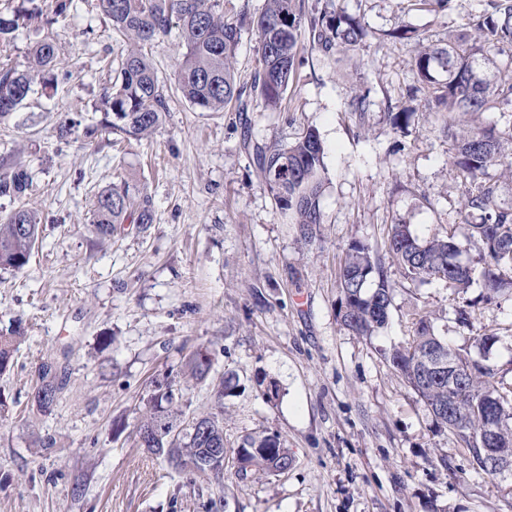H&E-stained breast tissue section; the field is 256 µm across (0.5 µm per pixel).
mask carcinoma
Instances as JSON below:
<instances>
[{
    "instance_id": "obj_1",
    "label": "carcinoma",
    "mask_w": 512,
    "mask_h": 512,
    "mask_svg": "<svg viewBox=\"0 0 512 512\" xmlns=\"http://www.w3.org/2000/svg\"><path fill=\"white\" fill-rule=\"evenodd\" d=\"M420 11L444 12L455 0H412ZM479 8L469 12L470 30L445 43L417 50L413 70L423 87L436 94L442 111L512 112V78L489 76L482 61L491 55L507 57L512 64V0H475ZM112 33L127 45L121 60L118 87L104 93L105 128L123 140L150 138L167 113L164 85L149 61L144 47L170 35L178 27L181 53L176 82L181 96L201 112H220L228 106L248 110L246 95H254L269 110H278L295 72L302 30L323 50L356 48L367 38L362 23L337 7L335 0H316L305 10V0H264L256 15L242 8L237 19L224 17L221 0H98ZM43 14L40 0H17L10 14H0V43L11 39L26 21ZM257 41L258 65L251 82L237 80L236 52L243 35ZM68 72L57 67L56 46L49 37L37 43L26 61L0 66V123L20 105L36 79L56 88ZM450 158L466 187V205L478 220L466 225V241L478 250L476 262L459 259L462 244L457 228L443 237L422 241L407 224H393L388 234V252L410 280L444 283L457 294L467 293L474 282L487 302L499 299L512 288V206L498 202L499 186L489 170L501 166L512 172V125L456 130L448 127ZM255 159L264 183L280 208L297 225L301 240L311 243L321 224L324 193V146L313 129L293 141L255 143ZM32 185L29 171L11 166L0 176V196L22 199ZM150 196L133 191L128 183L112 185L97 197L93 224L103 238L112 237L118 224L153 223ZM36 214L18 207L0 218V267L22 271L39 242ZM342 298L338 316L342 325L359 336L383 328L392 305L391 288L384 265L369 245L352 242L340 269ZM413 338L394 347L387 358L407 380L433 414L438 428L449 431L469 455L474 469L485 471L480 440L484 419L492 412L504 416L499 434L502 445L512 447V386L496 381V371L471 354L453 350L436 335L430 321L419 317ZM20 327L0 331V372L12 359L21 339ZM215 357L206 348L194 351L183 372L198 382L207 379ZM461 379L448 385V365ZM35 401L43 412L52 409L63 389L64 377L44 364ZM175 380L155 386L148 396V410L137 425V436H149L148 451L163 457L176 470L219 475L220 468L199 466L208 448L224 440V418L210 412L188 416L174 397ZM241 477L262 472L274 474L292 457L278 436L249 435L239 449Z\"/></svg>"
}]
</instances>
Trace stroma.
<instances>
[{"mask_svg": "<svg viewBox=\"0 0 512 512\" xmlns=\"http://www.w3.org/2000/svg\"><path fill=\"white\" fill-rule=\"evenodd\" d=\"M96 2L73 0L53 27L29 21L0 47V63L13 65L54 33L70 72L0 124V155L34 181L23 200L0 196V216L21 204L42 230L24 271L0 268V329L18 320L27 329L0 373V512H512L500 478L474 471L386 357L411 340L420 314L471 353L473 329L495 333L487 362L512 384V297L484 304L472 286L469 329L448 287L407 279L387 259L390 225L428 239L469 220L447 126L506 125L496 111H439L415 88L414 40L391 35L408 26L446 42L463 30L469 0L439 14L410 0H341L368 41L325 53L303 37L277 112L258 100L243 114L191 107L175 87L177 36L154 42L146 53L167 90L166 120L148 140L117 144L84 134L114 78L103 60L122 50ZM358 94L367 111H351ZM391 107L411 110L406 131L391 129ZM69 117L83 126L60 138ZM307 128L325 146L320 239L309 246L244 146ZM120 180L151 196L154 221L102 240L93 202ZM355 240L385 258L392 293L389 322L370 337L337 316L339 270ZM200 347L215 355L203 384L181 371ZM44 363L67 375L47 414L33 405ZM163 374L190 415L211 412L214 388L230 382L220 477H190L137 447L151 381ZM263 432L280 436L293 465L240 478L235 450Z\"/></svg>", "mask_w": 512, "mask_h": 512, "instance_id": "35a3bbf8", "label": "stroma"}]
</instances>
